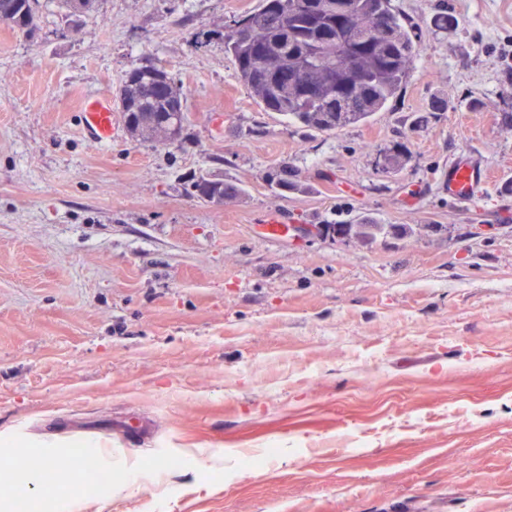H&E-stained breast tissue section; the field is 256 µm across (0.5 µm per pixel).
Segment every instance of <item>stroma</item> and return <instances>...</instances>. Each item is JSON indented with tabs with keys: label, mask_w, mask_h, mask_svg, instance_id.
Segmentation results:
<instances>
[{
	"label": "stroma",
	"mask_w": 512,
	"mask_h": 512,
	"mask_svg": "<svg viewBox=\"0 0 512 512\" xmlns=\"http://www.w3.org/2000/svg\"><path fill=\"white\" fill-rule=\"evenodd\" d=\"M260 2L0 22V438L30 468L103 449L139 487L83 512H512V0H393L410 77L334 134L238 79L224 29ZM140 61L183 93L181 142L120 116L91 142L84 101ZM464 158L494 178L457 201L441 175ZM281 165L300 190L270 185ZM201 174L246 194L203 201ZM362 217L422 230L314 232Z\"/></svg>",
	"instance_id": "1"
}]
</instances>
